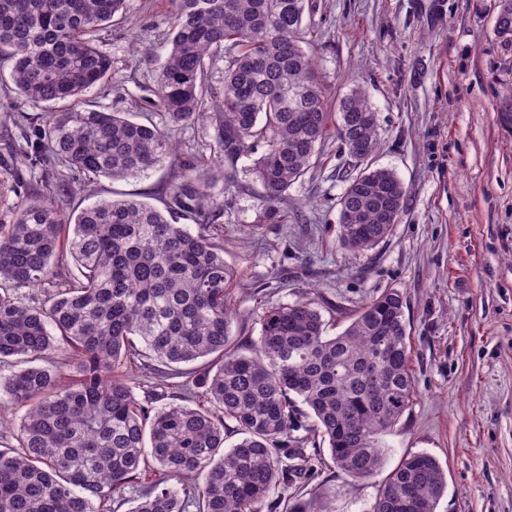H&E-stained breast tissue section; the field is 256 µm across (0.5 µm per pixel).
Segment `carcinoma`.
Returning <instances> with one entry per match:
<instances>
[{
    "instance_id": "1",
    "label": "carcinoma",
    "mask_w": 512,
    "mask_h": 512,
    "mask_svg": "<svg viewBox=\"0 0 512 512\" xmlns=\"http://www.w3.org/2000/svg\"><path fill=\"white\" fill-rule=\"evenodd\" d=\"M125 3L0 0V56L12 61L21 102L65 104L25 136L28 166L51 153L90 179L119 180L175 162L170 204L207 225L220 205L193 164L177 162L183 126L214 122L219 160L262 150L254 174L271 203L334 132L354 161L337 202L340 244L369 252L392 234L403 184L373 165L377 118L365 94L330 110L302 47L309 0H171L167 57L147 101L166 115L163 127L83 103L111 78L96 41ZM496 21L511 52L512 0H500ZM221 54L224 83L209 112L206 74ZM45 179L70 193L64 173ZM68 258L78 275L61 271ZM234 277L217 238L145 202L101 198L67 215L40 200L13 207L0 224V361L27 367L0 380V394L25 408L17 446L0 451V512H119L127 491L140 500L132 512H331L321 497L288 496L321 460V443L351 479L383 469V437L414 397L402 297L383 291L335 336L306 300L272 307L243 353L230 334ZM45 282L55 287L48 302L25 304L22 291ZM50 352L73 368L64 385L35 364ZM197 361L191 395L172 391L159 409L127 378L138 365ZM229 429L241 438L226 448ZM446 486L435 457L410 455L370 512H436Z\"/></svg>"
}]
</instances>
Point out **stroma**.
<instances>
[{"label":"stroma","instance_id":"obj_1","mask_svg":"<svg viewBox=\"0 0 512 512\" xmlns=\"http://www.w3.org/2000/svg\"><path fill=\"white\" fill-rule=\"evenodd\" d=\"M304 39L331 104L363 90L378 123L376 165L392 169L404 205L392 235L357 253L338 243L337 201L351 158L329 137L279 203L266 199L250 156L216 162L210 121L182 127L181 159L193 160L221 206L213 226L238 273L230 290L236 346L257 338L264 312L311 301L329 335L381 291L403 297L415 396L384 438L386 470L425 452L447 472L436 512H512V128L496 105L512 84V53L495 33L497 0H309ZM169 0H126L100 34L112 77L86 96L107 112H143L165 62ZM18 96L0 62V137L22 138L45 109L11 115ZM9 201L50 199L40 170L0 158ZM63 212L99 198L164 207L173 167L112 181L70 173ZM381 477L350 481L333 465L293 488L333 512H369Z\"/></svg>","mask_w":512,"mask_h":512}]
</instances>
